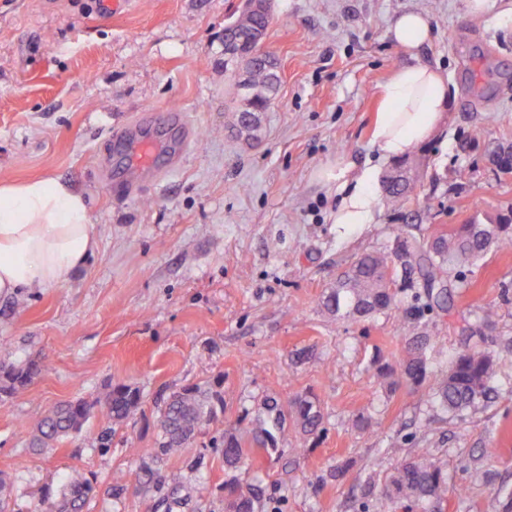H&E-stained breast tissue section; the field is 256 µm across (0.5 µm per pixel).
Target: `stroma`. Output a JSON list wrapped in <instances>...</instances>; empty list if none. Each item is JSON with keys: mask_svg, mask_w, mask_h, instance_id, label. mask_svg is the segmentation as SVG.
<instances>
[{"mask_svg": "<svg viewBox=\"0 0 512 512\" xmlns=\"http://www.w3.org/2000/svg\"><path fill=\"white\" fill-rule=\"evenodd\" d=\"M242 0H0V180L50 175L84 193L97 253L58 288L0 297V360L39 362L24 392L0 402V471L15 512L60 500L67 474L92 486L83 512H224V487L259 475L262 512H384L365 498L410 449H437L448 469L442 512H486L512 492V394L459 416L431 414L398 372L405 336L398 310L336 319L320 303L363 252L389 248L414 225L448 228L512 208V176L490 150L512 144V24L466 14L462 0H273L262 48L280 65L277 97L258 140L239 137L238 103L224 73V25ZM422 13L431 37L419 61L448 76L440 134L416 151L417 202L383 208L378 223L338 235L318 180L337 160H376L373 126L392 73L407 58L388 35L394 18ZM180 112L207 144L191 141L177 165L130 197L114 196L99 153L115 128L143 113ZM466 169L464 184L453 172ZM453 289L447 312H424L429 354L446 368L480 328L512 374V251L489 252ZM498 316L483 325L481 308ZM389 364L394 388L376 376ZM137 387L141 413L105 447L94 413L81 435L38 451L29 417L111 385ZM200 383L224 409L196 434L191 456L159 449V410ZM313 390L319 435L293 450L228 470L225 429L249 423L268 396ZM349 471L330 475L340 464ZM128 476L122 492L112 476Z\"/></svg>", "mask_w": 512, "mask_h": 512, "instance_id": "35a3bbf8", "label": "stroma"}]
</instances>
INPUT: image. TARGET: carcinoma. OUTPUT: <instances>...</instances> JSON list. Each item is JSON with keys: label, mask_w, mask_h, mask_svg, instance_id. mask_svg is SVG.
<instances>
[{"label": "carcinoma", "mask_w": 512, "mask_h": 512, "mask_svg": "<svg viewBox=\"0 0 512 512\" xmlns=\"http://www.w3.org/2000/svg\"><path fill=\"white\" fill-rule=\"evenodd\" d=\"M272 20L269 10L256 0H243L239 14L224 25V72L245 73L238 83L243 90L237 109L236 127L240 135L255 138L261 130L262 115L275 100L279 72L274 57L266 52L251 54ZM398 177L385 181L386 203L402 208L416 198L420 183L419 166L412 162L397 165ZM512 248V210L483 224L473 218L446 231L431 235L400 230L386 251L361 255L343 271L322 296L325 310L338 319L363 320L399 307V293L418 288L413 303L402 308V329L410 336L404 347L401 376L410 392L428 389L429 397L451 415L476 408L499 390L504 379L499 358L485 346V339L467 345L453 356L448 369L437 374L427 355L431 337L418 335L420 312L444 309L448 303L451 271L477 264L491 250ZM404 253L406 260L401 280L390 269L392 255ZM41 367L28 363L17 367L0 362V399L5 400L27 389L40 374ZM139 389L126 384L109 388L103 399H76L61 403L32 418L31 447L51 448L61 438L83 432L94 410H99L112 426L126 422L142 409ZM224 405L219 392L194 384L172 393L159 416L162 431L159 447L165 454L195 452V432L214 419L216 406ZM304 435L315 433L322 424L321 403L310 389L291 399L265 398L257 415L244 428L224 431V465L238 468L255 459L258 452L276 447V432L286 420ZM413 456L382 483L369 482L365 494L394 512H436L448 498V470L432 448H414ZM226 489L233 499L225 501V512H259L260 488L255 484H230ZM90 490L78 471L69 474L62 499L51 504L49 512H79Z\"/></svg>", "instance_id": "1"}]
</instances>
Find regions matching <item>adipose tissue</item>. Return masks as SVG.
I'll return each instance as SVG.
<instances>
[{"mask_svg": "<svg viewBox=\"0 0 512 512\" xmlns=\"http://www.w3.org/2000/svg\"><path fill=\"white\" fill-rule=\"evenodd\" d=\"M389 37L406 54L431 36L426 18L399 15ZM448 78L423 62L401 65L383 91L374 141L382 159L407 158L441 128L449 110ZM381 170L339 160L323 176L335 204L333 224L352 230L374 224L381 213ZM98 250V238L84 195L47 176L0 183V296H16L32 286L56 288Z\"/></svg>", "mask_w": 512, "mask_h": 512, "instance_id": "ef3b65f1", "label": "adipose tissue"}]
</instances>
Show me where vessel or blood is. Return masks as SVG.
Here are the masks:
<instances>
[{
  "instance_id": "vessel-or-blood-1",
  "label": "vessel or blood",
  "mask_w": 512,
  "mask_h": 512,
  "mask_svg": "<svg viewBox=\"0 0 512 512\" xmlns=\"http://www.w3.org/2000/svg\"><path fill=\"white\" fill-rule=\"evenodd\" d=\"M160 127L177 129L181 143L190 139L189 125L173 112L147 113L132 127L114 133V146L123 157L118 164L106 165L105 174L116 190H126L148 176H160L161 164H173L172 154L158 149L155 131Z\"/></svg>"
}]
</instances>
